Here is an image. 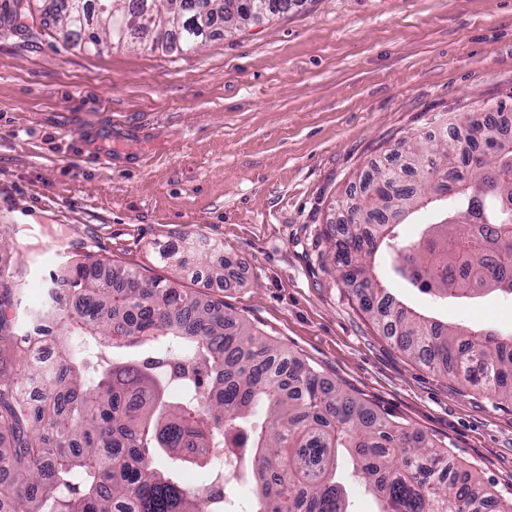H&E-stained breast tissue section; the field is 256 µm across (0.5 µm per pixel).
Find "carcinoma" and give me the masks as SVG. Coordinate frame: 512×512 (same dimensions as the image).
<instances>
[{
    "label": "carcinoma",
    "instance_id": "1",
    "mask_svg": "<svg viewBox=\"0 0 512 512\" xmlns=\"http://www.w3.org/2000/svg\"><path fill=\"white\" fill-rule=\"evenodd\" d=\"M293 0H62L64 37L88 51L140 44L192 51L216 32L291 9ZM489 102L386 147L357 175L328 256L359 310L429 370L512 405V332L421 313L375 275L388 255L409 286L443 301L512 297V135ZM432 212L405 242L395 217ZM27 261L0 269V512H224L226 486L246 512H512L440 443L325 381L246 321L174 281L91 253L51 279L49 302L21 330L5 308ZM92 345L156 356L87 371ZM237 449L231 477L214 461ZM204 470L190 488L180 474Z\"/></svg>",
    "mask_w": 512,
    "mask_h": 512
}]
</instances>
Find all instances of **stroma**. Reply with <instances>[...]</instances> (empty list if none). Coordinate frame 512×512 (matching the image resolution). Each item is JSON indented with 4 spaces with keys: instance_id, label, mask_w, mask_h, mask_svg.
<instances>
[{
    "instance_id": "obj_1",
    "label": "stroma",
    "mask_w": 512,
    "mask_h": 512,
    "mask_svg": "<svg viewBox=\"0 0 512 512\" xmlns=\"http://www.w3.org/2000/svg\"><path fill=\"white\" fill-rule=\"evenodd\" d=\"M35 0L0 30V267L30 258L23 310L40 311L51 244L223 300L265 337L396 422L422 430L512 499V407L429 371L361 313L325 266L333 194L434 113L512 94V0H298L191 52L94 54L42 25ZM236 263L160 262L184 233ZM411 307L512 327V300L444 304L381 268Z\"/></svg>"
}]
</instances>
